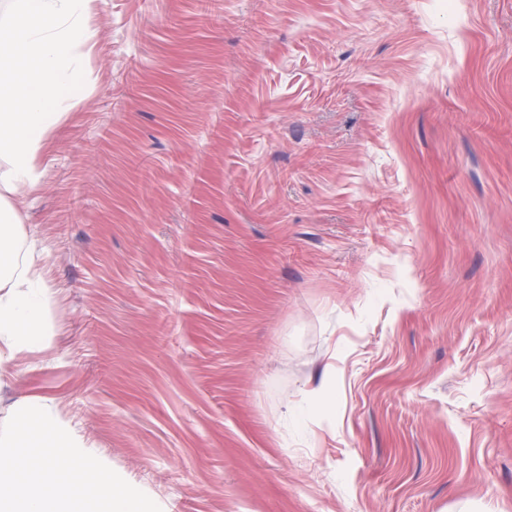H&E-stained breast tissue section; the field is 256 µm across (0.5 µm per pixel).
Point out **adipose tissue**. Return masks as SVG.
<instances>
[{
  "label": "adipose tissue",
  "mask_w": 512,
  "mask_h": 512,
  "mask_svg": "<svg viewBox=\"0 0 512 512\" xmlns=\"http://www.w3.org/2000/svg\"><path fill=\"white\" fill-rule=\"evenodd\" d=\"M91 10V0H9L0 20V186L15 192L41 179L39 155L61 118L60 100L78 72L75 33ZM24 63L38 82L21 85L15 66ZM18 227L0 209V335L8 337L7 354L39 344L42 300L34 292L42 272L21 255L14 241Z\"/></svg>",
  "instance_id": "1"
}]
</instances>
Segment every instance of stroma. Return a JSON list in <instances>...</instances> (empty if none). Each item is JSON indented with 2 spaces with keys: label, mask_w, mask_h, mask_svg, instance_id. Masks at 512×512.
Wrapping results in <instances>:
<instances>
[{
  "label": "stroma",
  "mask_w": 512,
  "mask_h": 512,
  "mask_svg": "<svg viewBox=\"0 0 512 512\" xmlns=\"http://www.w3.org/2000/svg\"><path fill=\"white\" fill-rule=\"evenodd\" d=\"M8 195L0 365L162 512H512V0H97ZM7 202L0 196V339L8 336L7 356L0 351V365L18 352L39 344L44 332L37 322L49 297L41 288L38 299L31 289L42 280V272L14 246L18 225L5 214ZM6 356V358L4 357Z\"/></svg>",
  "instance_id": "35a3bbf8"
}]
</instances>
